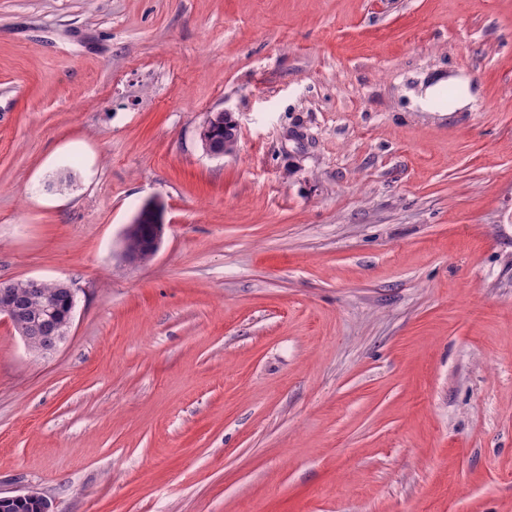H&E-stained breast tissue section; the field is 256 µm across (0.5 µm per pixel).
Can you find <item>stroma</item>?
I'll use <instances>...</instances> for the list:
<instances>
[{"instance_id":"stroma-1","label":"stroma","mask_w":512,"mask_h":512,"mask_svg":"<svg viewBox=\"0 0 512 512\" xmlns=\"http://www.w3.org/2000/svg\"><path fill=\"white\" fill-rule=\"evenodd\" d=\"M459 74L471 107L414 108ZM28 278L77 305L46 355L0 318L2 493L512 512V0H0V283ZM211 113L204 123L200 137L205 151L212 156H223L231 154L237 145L238 124L230 112ZM224 122V123H222ZM224 125V145H217L212 139L211 128L215 125ZM154 211L150 207L143 208L134 221L128 224L124 232V255L131 263H143L151 260L159 250L164 234V224L156 223L153 219ZM139 236L142 240L145 258L138 253H131L127 249L128 239Z\"/></svg>"}]
</instances>
